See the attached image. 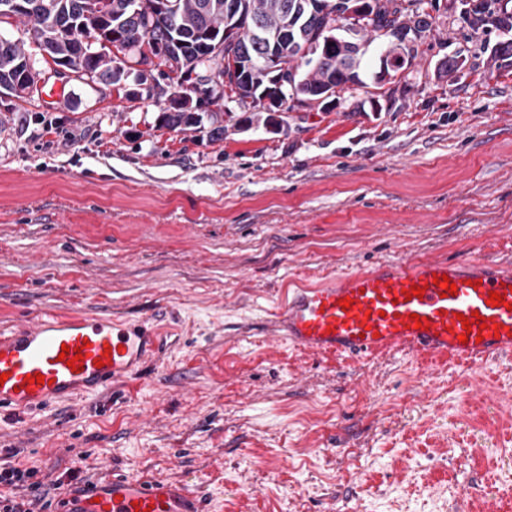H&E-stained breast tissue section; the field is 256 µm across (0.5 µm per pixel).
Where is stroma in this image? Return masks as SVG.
Masks as SVG:
<instances>
[{
  "instance_id": "1",
  "label": "stroma",
  "mask_w": 512,
  "mask_h": 512,
  "mask_svg": "<svg viewBox=\"0 0 512 512\" xmlns=\"http://www.w3.org/2000/svg\"><path fill=\"white\" fill-rule=\"evenodd\" d=\"M385 45L330 111L278 129L233 101L220 140L157 128L166 99L140 94L136 65L118 89L72 74L52 98L0 95V334L92 309L162 337L98 396L0 410V464L179 481L216 512H512V360L366 364L271 336L293 280L512 262V69L442 10L379 97ZM106 448L105 468L78 467Z\"/></svg>"
}]
</instances>
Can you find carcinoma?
<instances>
[{"mask_svg":"<svg viewBox=\"0 0 512 512\" xmlns=\"http://www.w3.org/2000/svg\"><path fill=\"white\" fill-rule=\"evenodd\" d=\"M0 0V16H16L25 23L26 40L0 38V93L22 97L38 91L37 81L23 86L25 42L50 55L58 66H71L78 77L119 86L127 77L124 62L108 50L76 61V41L94 39L120 45L137 43L152 48L163 39L169 58L160 75H189L203 67L209 45L229 30L224 42V86L236 100L256 106L277 94L264 73L266 58L275 54L288 65L287 100L325 97L330 103L336 87L360 78L364 55L362 34L382 33L388 43L379 61L395 74L413 66L418 46L432 22L420 18L425 0H169L171 7L155 11V0H24L27 10ZM459 3L458 20L473 34L500 32L489 68L512 67V0H451ZM366 25L355 27L358 10ZM158 125L168 129H199L197 112H162Z\"/></svg>","mask_w":512,"mask_h":512,"instance_id":"cac0c4a2","label":"carcinoma"}]
</instances>
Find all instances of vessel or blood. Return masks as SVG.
<instances>
[{
  "label": "vessel or blood",
  "instance_id": "b4317fda",
  "mask_svg": "<svg viewBox=\"0 0 512 512\" xmlns=\"http://www.w3.org/2000/svg\"><path fill=\"white\" fill-rule=\"evenodd\" d=\"M447 275L456 295H443L433 278ZM423 297H409L411 286ZM505 303L489 304L491 292ZM351 308H343V301ZM478 314L486 329L472 328L463 338V317ZM423 327L409 328L410 315ZM276 333L295 348L347 355L366 361L408 350L443 363L468 364L512 357V266L476 259L387 260L367 269L345 271L334 282L293 289L275 320ZM81 350L80 371L61 360L62 347ZM160 347L145 323L112 320L103 313L46 312L12 335L0 336V408L24 414L107 390L113 382L137 375ZM45 376L42 384L31 375ZM57 512H203L197 495L179 481L115 476L68 487Z\"/></svg>",
  "mask_w": 512,
  "mask_h": 512
}]
</instances>
